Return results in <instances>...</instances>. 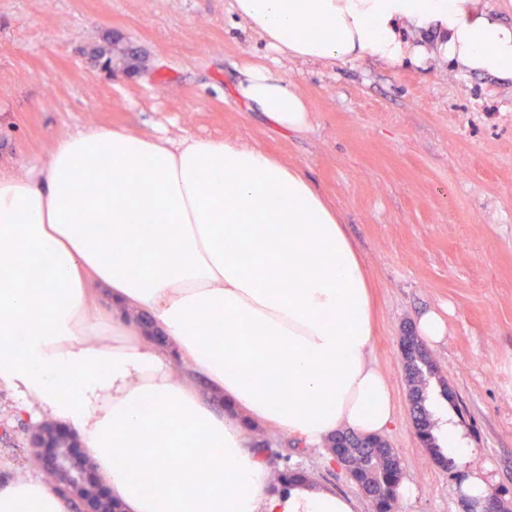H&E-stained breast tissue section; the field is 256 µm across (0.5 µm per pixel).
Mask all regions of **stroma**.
I'll return each mask as SVG.
<instances>
[{
	"mask_svg": "<svg viewBox=\"0 0 512 512\" xmlns=\"http://www.w3.org/2000/svg\"><path fill=\"white\" fill-rule=\"evenodd\" d=\"M271 58L232 0H0V168L23 171L89 125L227 138L301 166L373 281L372 359L396 405L386 438L414 489L395 512H466L474 473L512 507V84L445 64L284 59L275 71L313 113L308 134L286 135L235 94L238 68ZM431 309L448 321L427 349V407L455 438L440 445L443 464L415 433L399 349ZM14 403L0 387V482L30 473ZM264 437L281 453L267 464L270 491L303 472L375 512L325 453Z\"/></svg>",
	"mask_w": 512,
	"mask_h": 512,
	"instance_id": "35a3bbf8",
	"label": "stroma"
}]
</instances>
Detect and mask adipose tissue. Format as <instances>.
Here are the masks:
<instances>
[{
  "instance_id": "1",
  "label": "adipose tissue",
  "mask_w": 512,
  "mask_h": 512,
  "mask_svg": "<svg viewBox=\"0 0 512 512\" xmlns=\"http://www.w3.org/2000/svg\"><path fill=\"white\" fill-rule=\"evenodd\" d=\"M232 7L287 58L432 59L512 81V25L479 0ZM235 90L280 132L311 131L270 66L244 63ZM372 342L370 277L338 210L260 148L96 126L0 171V385L32 423L81 438L121 512H356L326 489L269 494L246 425L307 448L386 433L394 397ZM66 508L52 481L0 488V512Z\"/></svg>"
}]
</instances>
